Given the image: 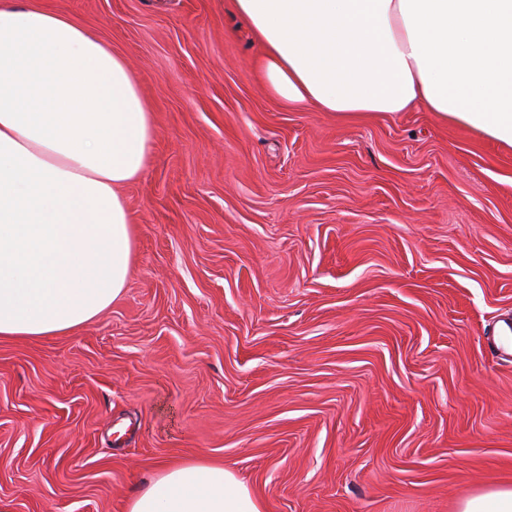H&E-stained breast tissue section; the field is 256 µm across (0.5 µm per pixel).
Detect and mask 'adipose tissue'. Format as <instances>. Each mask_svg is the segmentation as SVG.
Returning a JSON list of instances; mask_svg holds the SVG:
<instances>
[{"instance_id": "1", "label": "adipose tissue", "mask_w": 512, "mask_h": 512, "mask_svg": "<svg viewBox=\"0 0 512 512\" xmlns=\"http://www.w3.org/2000/svg\"><path fill=\"white\" fill-rule=\"evenodd\" d=\"M277 97L336 117L423 106L512 148V0H234ZM154 115L77 20L0 0V338L58 336L122 294ZM129 512H262L221 464L161 466Z\"/></svg>"}]
</instances>
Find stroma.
<instances>
[{
  "label": "stroma",
  "instance_id": "stroma-1",
  "mask_svg": "<svg viewBox=\"0 0 512 512\" xmlns=\"http://www.w3.org/2000/svg\"><path fill=\"white\" fill-rule=\"evenodd\" d=\"M136 72L122 296L0 338V512H128L163 464L263 512H460L512 486V151L271 95L232 0H36Z\"/></svg>",
  "mask_w": 512,
  "mask_h": 512
}]
</instances>
